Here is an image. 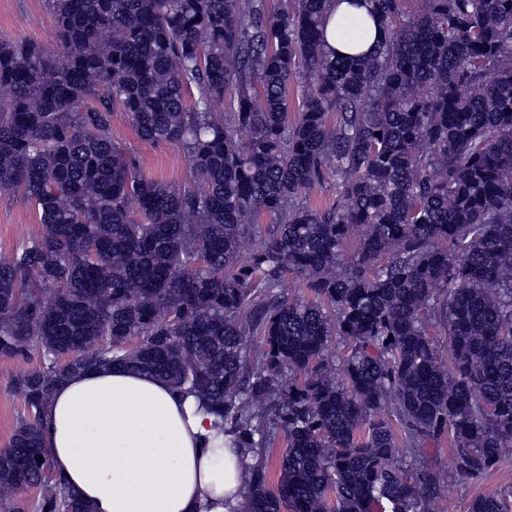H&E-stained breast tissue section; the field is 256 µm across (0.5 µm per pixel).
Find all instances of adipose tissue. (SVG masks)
<instances>
[{
	"label": "adipose tissue",
	"mask_w": 512,
	"mask_h": 512,
	"mask_svg": "<svg viewBox=\"0 0 512 512\" xmlns=\"http://www.w3.org/2000/svg\"><path fill=\"white\" fill-rule=\"evenodd\" d=\"M326 45L369 51L376 21L330 0ZM214 414L154 375L112 366L69 375L48 407L51 468L94 512H240L248 475Z\"/></svg>",
	"instance_id": "adipose-tissue-1"
}]
</instances>
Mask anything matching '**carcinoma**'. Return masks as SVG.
I'll return each mask as SVG.
<instances>
[{"label":"carcinoma","mask_w":512,"mask_h":512,"mask_svg":"<svg viewBox=\"0 0 512 512\" xmlns=\"http://www.w3.org/2000/svg\"><path fill=\"white\" fill-rule=\"evenodd\" d=\"M328 2L46 0L60 53L0 42V192L40 225L0 260V357L40 358L13 379L0 501L92 512L50 479L41 425L58 383L112 364L224 421L243 512H432L453 484L399 448L446 435L466 480L512 447V0H368L381 37L346 57ZM117 109L181 142L193 184L143 178ZM328 176L336 203H304ZM468 512H512V491ZM38 497L39 492L36 489H27L14 499L3 502L0 505V512H39L36 508Z\"/></svg>","instance_id":"cac0c4a2"}]
</instances>
